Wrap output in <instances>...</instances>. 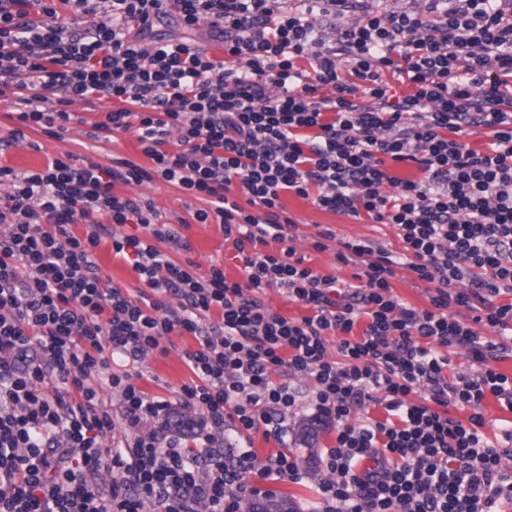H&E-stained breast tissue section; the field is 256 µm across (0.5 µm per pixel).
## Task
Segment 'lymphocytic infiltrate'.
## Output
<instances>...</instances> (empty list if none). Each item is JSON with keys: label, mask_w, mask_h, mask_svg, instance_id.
Wrapping results in <instances>:
<instances>
[{"label": "lymphocytic infiltrate", "mask_w": 512, "mask_h": 512, "mask_svg": "<svg viewBox=\"0 0 512 512\" xmlns=\"http://www.w3.org/2000/svg\"><path fill=\"white\" fill-rule=\"evenodd\" d=\"M349 3L0 0V98L26 91L19 120L51 129L72 122L74 101L115 99L97 130L135 131L152 162L68 154L21 175L0 167V512H240L252 478L299 477L287 454L259 462L248 434L282 439L306 402L336 426L324 512H498L512 500V433L492 443L480 414L489 395L512 411V377L492 367L512 353V302L500 301L512 295V0H428L325 33ZM166 14L207 25L223 57L187 37L146 41ZM388 71L413 93L392 95ZM466 127L488 130L490 150L457 141ZM390 161L415 163L420 179L390 176ZM157 178L205 197L194 218L220 224L244 281L171 258L163 244L188 242L152 201L114 191ZM234 185L243 201L229 199ZM285 192L396 227L409 269L435 286L430 308L399 302L395 261L371 243L338 252L361 266L350 282L295 260ZM127 224L141 236L118 234ZM107 237L131 254L137 293L103 282L94 253ZM272 241L282 254L265 253ZM267 288L313 315L281 316ZM170 336L197 342L173 402L138 384ZM449 348L476 371L445 376ZM373 404L385 420L366 416ZM454 407L471 409L468 422ZM228 436L231 465L215 449Z\"/></svg>", "instance_id": "1"}]
</instances>
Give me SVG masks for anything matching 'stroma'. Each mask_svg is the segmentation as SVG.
Instances as JSON below:
<instances>
[{"label": "stroma", "instance_id": "1", "mask_svg": "<svg viewBox=\"0 0 512 512\" xmlns=\"http://www.w3.org/2000/svg\"><path fill=\"white\" fill-rule=\"evenodd\" d=\"M112 107V102L107 100L75 102L70 107L76 116L75 121L69 124L67 131L62 132L61 136L53 137L39 128H22L20 121L14 116L16 106L13 97L0 100V166L11 168L20 174L44 167L50 158L67 153L105 167L111 166L116 158H127L141 165H148L149 160L143 155L134 132H124L113 138H91L93 124L102 121L104 112ZM17 128L23 129L25 138L13 145L9 142L10 133ZM115 190L151 199L161 221L171 224L188 241L190 252L173 250L174 259L193 260L203 274L216 265L223 268L228 279L242 280L241 264L235 257L232 245L225 243L220 226L200 224L193 219L194 211L203 205L202 200L159 179L139 186L119 184ZM281 201L286 213L297 226L293 243L297 257L303 258L306 266L321 274L332 275L348 282L358 270L356 264L338 261L335 249L319 251L314 248V241L323 232L332 233L339 240L368 239L396 255L404 252L402 240L396 229L390 225L374 223L366 216L353 218L323 211L316 208L310 200L291 192L283 194ZM95 257L102 279L132 291L138 288L137 273L127 260L113 253L111 239L102 241ZM161 346V351L153 352L141 364L143 377L140 385L149 393L172 400L181 386L191 378V372L181 353L183 350L196 348L197 343L189 336H172L162 340ZM305 418V413L301 412L295 419L289 420V431L284 442L265 438L260 431L251 436L252 449L259 461H267L282 451L296 461L300 473L299 481L291 482L271 476L256 480L255 485L260 490L288 497L297 512H312L313 508L322 503L319 486L327 479L328 474L323 470L321 460L336 444V428L329 424L320 431L313 450H306L298 440Z\"/></svg>", "mask_w": 512, "mask_h": 512}]
</instances>
